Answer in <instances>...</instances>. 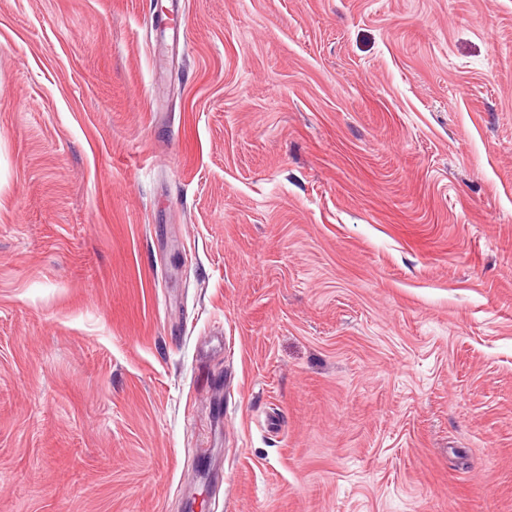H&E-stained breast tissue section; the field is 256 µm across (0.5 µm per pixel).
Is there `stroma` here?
<instances>
[{
  "mask_svg": "<svg viewBox=\"0 0 512 512\" xmlns=\"http://www.w3.org/2000/svg\"><path fill=\"white\" fill-rule=\"evenodd\" d=\"M0 0V512H512V0Z\"/></svg>",
  "mask_w": 512,
  "mask_h": 512,
  "instance_id": "stroma-1",
  "label": "stroma"
}]
</instances>
